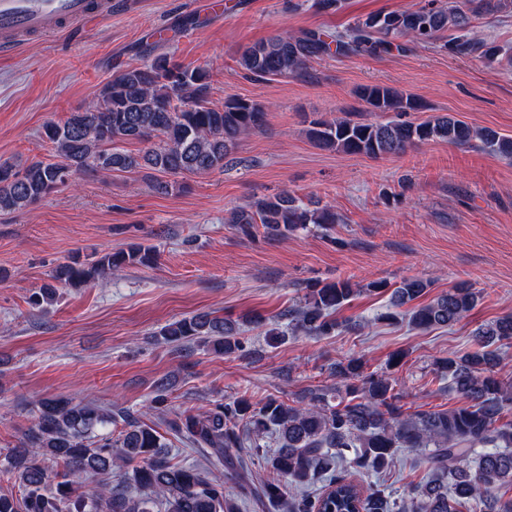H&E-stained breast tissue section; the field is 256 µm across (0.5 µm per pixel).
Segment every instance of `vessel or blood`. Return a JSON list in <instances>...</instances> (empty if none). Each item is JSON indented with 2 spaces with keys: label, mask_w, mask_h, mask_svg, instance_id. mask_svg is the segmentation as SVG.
Returning <instances> with one entry per match:
<instances>
[{
  "label": "vessel or blood",
  "mask_w": 512,
  "mask_h": 512,
  "mask_svg": "<svg viewBox=\"0 0 512 512\" xmlns=\"http://www.w3.org/2000/svg\"><path fill=\"white\" fill-rule=\"evenodd\" d=\"M111 15L112 0H0V50L64 28H89Z\"/></svg>",
  "instance_id": "obj_1"
}]
</instances>
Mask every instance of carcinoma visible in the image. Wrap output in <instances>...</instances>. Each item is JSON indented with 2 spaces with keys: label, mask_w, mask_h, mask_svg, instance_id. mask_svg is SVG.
<instances>
[{
  "label": "carcinoma",
  "mask_w": 512,
  "mask_h": 512,
  "mask_svg": "<svg viewBox=\"0 0 512 512\" xmlns=\"http://www.w3.org/2000/svg\"><path fill=\"white\" fill-rule=\"evenodd\" d=\"M467 3V12L431 2L417 10L369 14L343 31H285L246 46L238 63L255 80L295 77L323 56L387 53L401 49L402 37L432 44L452 30L441 49L492 64L508 49L481 37L469 13H498L511 7L512 0ZM149 53L146 64L122 70L87 106L44 126V137L53 147L50 158L22 168L0 162V212L25 210L86 173L148 170L176 177L220 170L242 138L266 126L268 108L257 101L227 96L224 105H212L207 69L183 67L152 49ZM355 96L363 111L391 117L383 122L313 119L306 135L315 146L380 158L430 141L477 143L493 155L512 159V137L494 129L449 115L411 120L422 105L403 90L369 84L358 87ZM132 141L148 147L136 153L123 148ZM224 223L245 237H254L261 227L266 237L276 239L311 224H335L337 217L330 208L283 190L253 198L231 211ZM157 256V249L145 244L103 251L58 266L52 279L85 287L126 266L150 267ZM432 286L430 279H404L391 294V309L380 319L397 322L407 314L420 329L443 328L477 306L479 293L460 283L405 314L399 311ZM355 292L348 280L309 286L304 303L284 309L266 330L268 343L285 339L281 320L294 332L334 333V314ZM158 336L177 352L195 344L224 355L246 348L239 322L209 312L172 321ZM474 336L475 349L436 361L437 371L461 400L448 410L405 413L402 394L390 378L366 371L364 359L355 356L336 366L341 391L312 387L297 404L274 395L255 402L243 396L204 410L185 409L163 420V433L159 425L119 407L75 403L61 396L40 398L28 408L31 423L23 441L4 456V474L14 479L21 494L0 492V512H100L102 507L108 512H236L233 499L224 495L228 482L237 485L239 496L256 495L280 512H512V498L498 496L502 485L512 486V423H501L512 405V378L498 376L495 349L512 343V314L478 326ZM169 391V381L159 380L151 407L164 406ZM170 433L204 449L213 464L224 467V477L172 461L166 438ZM269 439L277 444L267 458L270 477L256 488L243 460L230 450L265 448ZM426 448L434 477L399 500L376 485L362 488L351 480L387 471L403 449ZM48 461L62 464L64 472H53ZM114 468L122 471L121 482L95 480ZM52 480L55 489L49 491Z\"/></svg>",
  "instance_id": "1"
}]
</instances>
